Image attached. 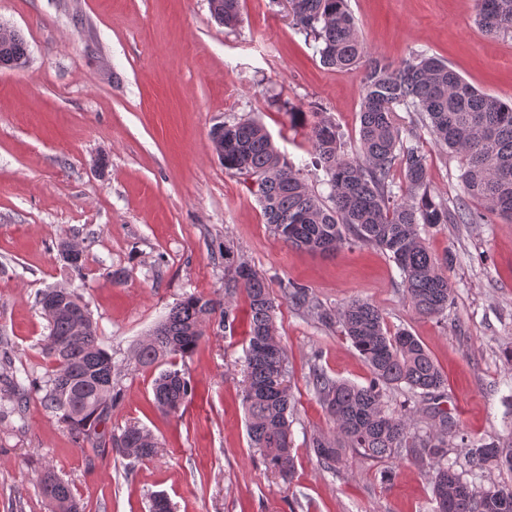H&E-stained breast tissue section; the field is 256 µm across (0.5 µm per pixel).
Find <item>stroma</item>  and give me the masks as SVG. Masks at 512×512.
Instances as JSON below:
<instances>
[{
  "label": "stroma",
  "mask_w": 512,
  "mask_h": 512,
  "mask_svg": "<svg viewBox=\"0 0 512 512\" xmlns=\"http://www.w3.org/2000/svg\"><path fill=\"white\" fill-rule=\"evenodd\" d=\"M375 57L398 66L410 50L447 61L470 85L512 104V36L491 38L475 0H349ZM234 28L208 0H0V26L26 41L23 67H0V400L15 374L43 380L53 363L36 301L64 286L87 303L115 363L113 430L139 422L161 443L137 461L79 447L39 396L0 421V512H51L37 480L68 481L83 512H150L155 496L173 512H430L428 465L370 461L346 453L327 468L313 438L334 424L312 371L365 386L371 372L335 320L285 299L294 282L327 313L352 300L377 306L389 330L417 336L447 380L444 406L474 442L512 437V224H440L422 236L453 288L444 316L417 315L396 264L379 249L343 243L331 255L288 247L265 223L241 176L225 171L213 127L260 121L321 195L308 129L291 128L285 104L324 112L347 157H356L358 74L321 64L297 33L286 0H241ZM417 134L435 195L462 193V159ZM85 251L76 275L57 245ZM246 262L267 282L289 362L292 482L268 468L246 431L243 299L233 331L210 323L196 351L160 366L134 350L175 303L224 298L227 262ZM123 269L116 283L109 273ZM176 366L193 393L161 414L153 381Z\"/></svg>",
  "instance_id": "1"
}]
</instances>
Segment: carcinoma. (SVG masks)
<instances>
[{"label": "carcinoma", "instance_id": "1", "mask_svg": "<svg viewBox=\"0 0 512 512\" xmlns=\"http://www.w3.org/2000/svg\"><path fill=\"white\" fill-rule=\"evenodd\" d=\"M294 28L316 43L320 61L341 71H359L362 102L359 115L360 156H344L333 122L320 117L310 125L313 165L330 186L329 201L309 187L300 170L281 155L263 124L243 119L216 126L211 138L223 151L224 169L252 180L266 223L284 244L314 252H330L350 239L390 255L400 269L406 298L423 317H439L448 309L452 286L432 257L421 227L478 224L485 220L466 198H476L486 211L512 223V105L480 93L440 58L415 51L395 68L366 56L348 0H289ZM212 16L227 28L240 21V0H209ZM478 24L488 36L512 34V0H476ZM27 45L13 30L0 28V67H20ZM403 110L428 128L435 142L464 159V196L436 200L428 166L415 127L400 129L395 112ZM403 174L406 190L393 192V171ZM243 294L249 307L246 336L247 384L244 395L251 445L266 463L291 481L295 471L289 411L288 356L275 325V298L263 277L247 264H237L224 280V294ZM301 307L316 309L309 290L283 289ZM49 333L45 351L55 363L43 381L29 386L14 382L18 401L29 391L43 393L45 407L75 443L104 453L111 450L136 460L157 455L161 443L146 428L128 424L116 434L108 430L114 392L112 354L100 343L91 314L81 297L65 287L48 288L39 298ZM219 327L231 328L230 309L189 295L170 308L165 319L142 341L135 359L143 367L159 358L195 351L204 328L215 315ZM345 336L371 370L368 385L358 386L313 371L312 384L336 425V440L313 441L317 456L332 469L342 450L350 448L370 460L403 456L428 462L434 471L432 512H457L453 502L441 510L440 499L459 486L468 489L467 512H512V489L482 488L448 463L449 439L459 440L469 464L501 462L512 469V447L473 443L442 410L439 424H411L413 409L390 407L389 394L405 388L412 397L438 400L445 378L423 343L407 330L390 332L374 305L354 300L337 312ZM192 386L178 369L162 371L154 382V401L164 414L178 411ZM53 512H80L67 483L51 473L39 482Z\"/></svg>", "mask_w": 512, "mask_h": 512}]
</instances>
